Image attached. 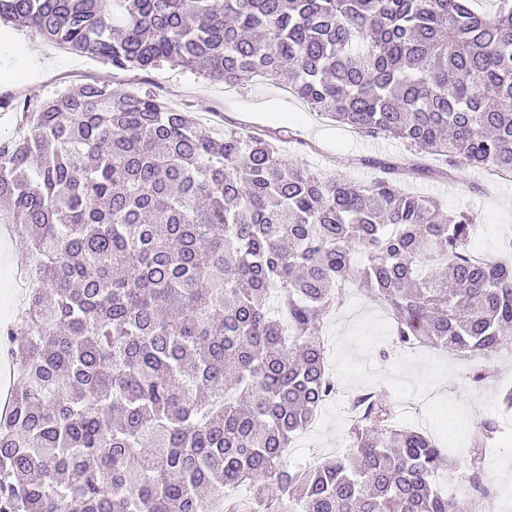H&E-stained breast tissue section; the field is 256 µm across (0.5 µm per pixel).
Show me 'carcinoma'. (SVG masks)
Listing matches in <instances>:
<instances>
[{
    "mask_svg": "<svg viewBox=\"0 0 512 512\" xmlns=\"http://www.w3.org/2000/svg\"><path fill=\"white\" fill-rule=\"evenodd\" d=\"M470 2L0 0V24L114 69L261 72L408 153L361 157L355 183L285 159L283 130L203 131L107 79L23 105L0 136V224L38 287L0 325V512H221L240 486L229 512H470L436 483L449 456L373 392L350 399L345 455L289 460L337 392L320 332L349 289L389 309L394 351L512 343V264L470 254L473 213L402 188L512 178V0ZM468 477L491 499L475 453Z\"/></svg>",
    "mask_w": 512,
    "mask_h": 512,
    "instance_id": "carcinoma-1",
    "label": "carcinoma"
}]
</instances>
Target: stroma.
<instances>
[{
	"label": "stroma",
	"instance_id": "stroma-1",
	"mask_svg": "<svg viewBox=\"0 0 512 512\" xmlns=\"http://www.w3.org/2000/svg\"><path fill=\"white\" fill-rule=\"evenodd\" d=\"M35 51L41 56L37 63L31 58ZM99 78L128 90L153 92L167 105L190 113L209 127L230 123L259 133L290 130L291 138L281 145L288 159L329 175L347 176L357 183L370 176L368 169L355 166L357 157L403 152L395 141L368 139L336 126L269 81L229 93L223 83L178 67L120 71L103 58L72 53L29 29L12 25L0 28L1 95L44 100ZM409 189L440 198L448 209L473 211L480 228L470 242L471 251L485 257L499 256L501 232L512 227V181L462 170L457 172L455 182L418 178ZM27 253L25 239L0 236V320L12 316L15 295L9 277L25 265ZM377 309V303L358 290L324 326L327 364L338 391L326 406L323 425L296 441L294 463L302 464L306 457L346 442V405L356 392H376L392 404L401 397L415 399L433 389L440 401L455 409L459 449L452 454L455 466L451 477L467 472L463 448L469 443L474 425L494 419L500 424L494 441L499 456L486 472L490 482L512 493V409L500 404L502 388H512V352L504 350L479 362L430 348L416 350L405 362L394 355L386 358L382 351L390 344L391 323ZM475 371L482 375L477 383L469 379Z\"/></svg>",
	"mask_w": 512,
	"mask_h": 512
}]
</instances>
